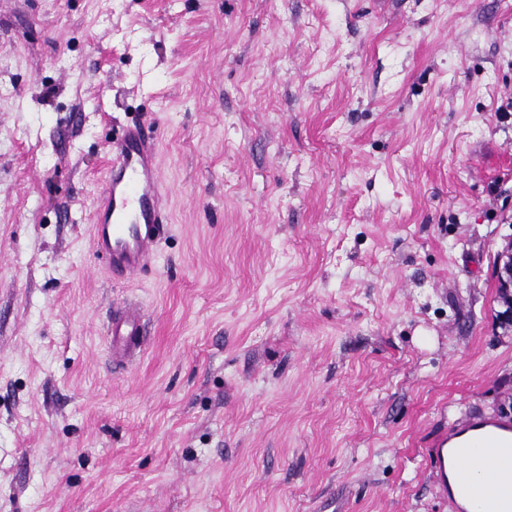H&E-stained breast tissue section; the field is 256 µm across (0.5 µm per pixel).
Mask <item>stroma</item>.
I'll list each match as a JSON object with an SVG mask.
<instances>
[{"instance_id":"stroma-1","label":"stroma","mask_w":512,"mask_h":512,"mask_svg":"<svg viewBox=\"0 0 512 512\" xmlns=\"http://www.w3.org/2000/svg\"><path fill=\"white\" fill-rule=\"evenodd\" d=\"M510 95L512 0H0V512H456L428 448L512 421ZM134 125L167 228L118 280ZM109 153L112 166L96 205L92 249L113 274L127 278L151 262L166 230L155 139L129 127ZM146 310L138 302L127 301L112 309L107 336L112 347V366H127L146 344Z\"/></svg>"}]
</instances>
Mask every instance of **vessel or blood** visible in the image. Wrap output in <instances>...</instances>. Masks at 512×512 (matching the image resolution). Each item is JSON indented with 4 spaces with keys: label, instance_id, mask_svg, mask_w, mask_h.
<instances>
[{
    "label": "vessel or blood",
    "instance_id": "obj_1",
    "mask_svg": "<svg viewBox=\"0 0 512 512\" xmlns=\"http://www.w3.org/2000/svg\"><path fill=\"white\" fill-rule=\"evenodd\" d=\"M112 166L95 210L92 249L102 257L113 274L135 275L147 266L166 229L155 140L140 128H127L109 146ZM146 310L127 301L114 307L107 335L112 347V363L129 365L146 344ZM480 434L475 446L491 449L490 475L470 495L492 501L512 499V424L496 419L478 420ZM472 446V447H475ZM472 447L456 450L458 476H465Z\"/></svg>",
    "mask_w": 512,
    "mask_h": 512
}]
</instances>
